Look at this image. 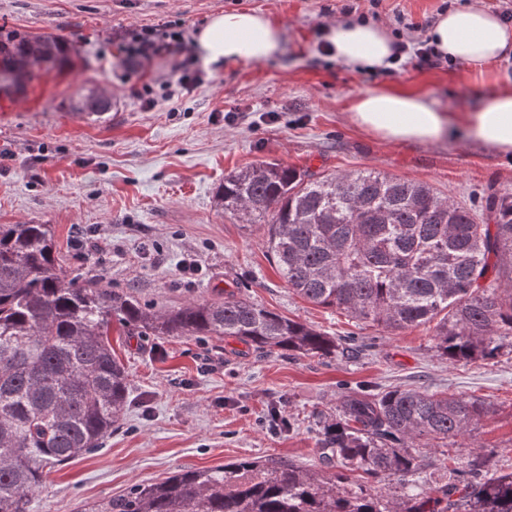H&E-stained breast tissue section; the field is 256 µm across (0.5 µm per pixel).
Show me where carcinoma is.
<instances>
[{"mask_svg":"<svg viewBox=\"0 0 512 512\" xmlns=\"http://www.w3.org/2000/svg\"><path fill=\"white\" fill-rule=\"evenodd\" d=\"M68 42L0 26V77L15 92L68 61ZM224 214L264 226L283 279L323 307L384 329L435 324L449 362L512 352V192L481 213L427 184L375 171L316 173L263 162L224 176ZM141 336L232 337L258 350L336 353V339L228 293L161 313L134 296L65 280L50 224H0V512H31L49 464L100 447L122 418L126 371L112 322ZM493 405L395 388L348 395L324 426L320 470L255 458L182 470L85 512H512V473L483 477L481 452L443 464L429 492L384 499L382 481L418 484L425 448L461 437ZM363 482L351 484L348 473Z\"/></svg>","mask_w":512,"mask_h":512,"instance_id":"carcinoma-1","label":"carcinoma"}]
</instances>
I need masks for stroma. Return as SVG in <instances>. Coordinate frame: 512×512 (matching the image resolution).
<instances>
[{
	"instance_id": "obj_1",
	"label": "stroma",
	"mask_w": 512,
	"mask_h": 512,
	"mask_svg": "<svg viewBox=\"0 0 512 512\" xmlns=\"http://www.w3.org/2000/svg\"><path fill=\"white\" fill-rule=\"evenodd\" d=\"M345 0H0V25L54 34L69 62L0 95V224H49L67 279L129 292L166 311L225 292L347 342L328 357L261 352L234 338L137 336L113 326L127 373L119 425L101 448L55 466L31 512H84L143 482L182 469L272 456L320 466L322 423L362 387L475 397L493 414L428 451L420 485L434 488L443 458L466 468L490 450L488 470L512 472V354L451 363L433 325L371 326L298 296L273 265L260 225L225 217L216 191L225 174L263 161L344 174L375 171L429 184L475 208L488 188L512 191V160L469 139L394 144L358 128L349 105L359 91L391 85L452 112L475 111L512 83V58L474 71L458 62L396 72L348 69L320 50ZM360 14L395 33L400 22L436 20L441 8L502 0H356ZM263 13L284 30L283 50L263 63L205 64L203 83L154 91L123 65L121 39L142 28L183 30L195 41L213 15ZM111 101L89 114V93Z\"/></svg>"
}]
</instances>
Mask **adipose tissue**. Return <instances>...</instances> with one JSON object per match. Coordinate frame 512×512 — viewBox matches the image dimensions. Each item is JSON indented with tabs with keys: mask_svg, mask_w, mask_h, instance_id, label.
Listing matches in <instances>:
<instances>
[{
	"mask_svg": "<svg viewBox=\"0 0 512 512\" xmlns=\"http://www.w3.org/2000/svg\"><path fill=\"white\" fill-rule=\"evenodd\" d=\"M432 44L452 61L473 69L504 59L512 52V26L476 6L442 14L429 31ZM332 59L353 69L391 68L393 39L377 24L338 22L326 36ZM283 30L267 16L249 10L212 16L196 35L206 62L261 63L281 51ZM356 126L392 143H435L463 127L473 140L512 158V86L495 93L479 110L459 117L440 111L422 94L378 86L356 94L350 104Z\"/></svg>",
	"mask_w": 512,
	"mask_h": 512,
	"instance_id": "1",
	"label": "adipose tissue"
}]
</instances>
